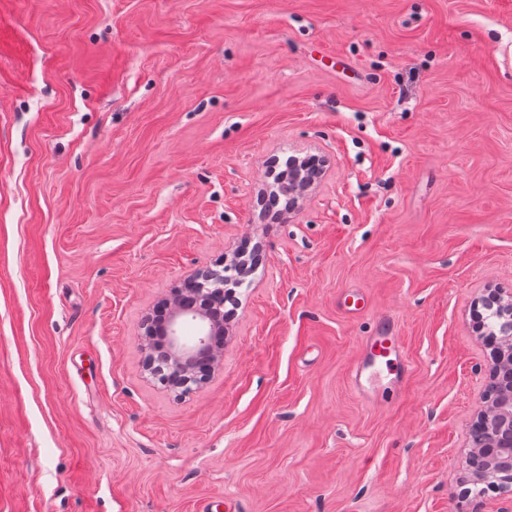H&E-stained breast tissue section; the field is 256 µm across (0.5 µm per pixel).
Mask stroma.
I'll list each match as a JSON object with an SVG mask.
<instances>
[{
    "label": "stroma",
    "instance_id": "obj_1",
    "mask_svg": "<svg viewBox=\"0 0 512 512\" xmlns=\"http://www.w3.org/2000/svg\"><path fill=\"white\" fill-rule=\"evenodd\" d=\"M0 11V512H460L473 310L512 292V0ZM291 155L324 175L262 219ZM247 242L222 364L176 396L142 320ZM385 312L413 370L374 408L348 370Z\"/></svg>",
    "mask_w": 512,
    "mask_h": 512
}]
</instances>
